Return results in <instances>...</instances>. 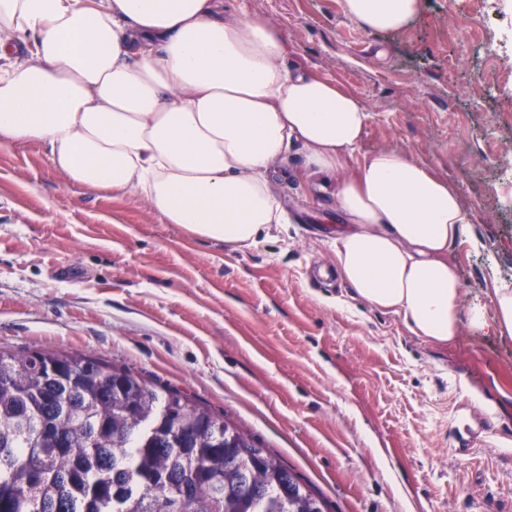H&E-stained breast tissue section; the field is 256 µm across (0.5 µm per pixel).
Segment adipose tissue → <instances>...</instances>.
<instances>
[{
    "instance_id": "ef3b65f1",
    "label": "adipose tissue",
    "mask_w": 512,
    "mask_h": 512,
    "mask_svg": "<svg viewBox=\"0 0 512 512\" xmlns=\"http://www.w3.org/2000/svg\"><path fill=\"white\" fill-rule=\"evenodd\" d=\"M360 28H404L423 0H341ZM282 30L224 0H0V143L42 144L69 182L136 192L167 223L237 246L287 218L268 172L292 146L335 180L336 271L432 343L461 325L512 338V285L461 308L448 254L471 239L457 188L398 148L357 150L370 114L286 66Z\"/></svg>"
}]
</instances>
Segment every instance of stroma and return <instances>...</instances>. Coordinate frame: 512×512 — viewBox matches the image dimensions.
<instances>
[{"label":"stroma","mask_w":512,"mask_h":512,"mask_svg":"<svg viewBox=\"0 0 512 512\" xmlns=\"http://www.w3.org/2000/svg\"><path fill=\"white\" fill-rule=\"evenodd\" d=\"M424 0L396 33L340 0H224L283 31L287 62L359 97V148L453 183L475 244L448 255L462 306L512 284V0ZM478 19L461 45L457 25ZM292 221L250 247L193 236L137 195L69 183L37 143L0 145V350L88 352L173 388L278 453L326 512H512V339L414 336L336 274L344 219L300 176Z\"/></svg>","instance_id":"obj_1"}]
</instances>
